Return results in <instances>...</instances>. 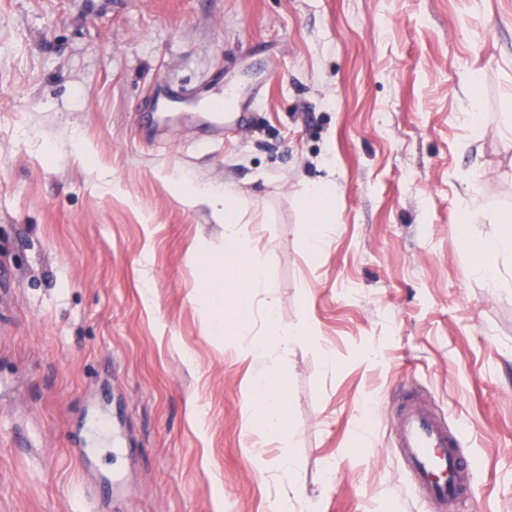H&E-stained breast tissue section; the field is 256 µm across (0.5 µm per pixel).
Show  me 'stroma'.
I'll list each match as a JSON object with an SVG mask.
<instances>
[{
  "label": "stroma",
  "mask_w": 512,
  "mask_h": 512,
  "mask_svg": "<svg viewBox=\"0 0 512 512\" xmlns=\"http://www.w3.org/2000/svg\"><path fill=\"white\" fill-rule=\"evenodd\" d=\"M214 86L220 136L172 97ZM186 181L261 259L234 332ZM509 212L512 0H0V512H426L412 394L480 460L447 512H512V253L492 288L469 249ZM272 298L301 334L261 358ZM265 366L286 442L247 424ZM333 193L334 185L326 182L313 184L307 194L308 201L314 209V214L308 222V224H314L308 237V246L314 251H319L326 239L328 229L326 220ZM193 202L208 204L214 217L222 224L224 222V237L228 245H232L236 238V224H238L237 211L230 205L225 193L211 189L197 187L193 189ZM221 205V207H220Z\"/></svg>",
  "instance_id": "1"
}]
</instances>
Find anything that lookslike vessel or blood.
<instances>
[{"label": "vessel or blood", "mask_w": 512, "mask_h": 512, "mask_svg": "<svg viewBox=\"0 0 512 512\" xmlns=\"http://www.w3.org/2000/svg\"><path fill=\"white\" fill-rule=\"evenodd\" d=\"M400 417L396 446L406 458L410 477L422 489L425 501L444 510L449 498H476L475 486L461 479L462 474L475 472L476 461L463 454L459 430L449 428L446 421L418 403L406 406Z\"/></svg>", "instance_id": "obj_1"}]
</instances>
